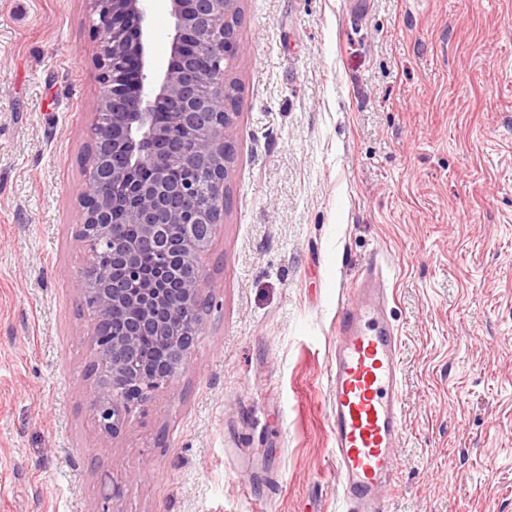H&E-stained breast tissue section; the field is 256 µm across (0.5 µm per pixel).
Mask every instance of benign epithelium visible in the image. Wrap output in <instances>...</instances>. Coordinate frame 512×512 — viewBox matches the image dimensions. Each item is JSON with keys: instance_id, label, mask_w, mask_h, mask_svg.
<instances>
[{"instance_id": "1", "label": "benign epithelium", "mask_w": 512, "mask_h": 512, "mask_svg": "<svg viewBox=\"0 0 512 512\" xmlns=\"http://www.w3.org/2000/svg\"><path fill=\"white\" fill-rule=\"evenodd\" d=\"M87 2L99 87L80 199L88 263L77 288L97 322L117 310L134 314L110 336L92 333L89 397L99 429L115 435L132 407L180 372L200 331L201 264L228 206L224 182L235 155L229 129L239 99L229 73L242 0H169L170 60L156 77L144 37L150 0ZM107 250L125 264L121 281L98 262ZM145 250L158 257L151 270L138 262ZM146 334L159 349L150 371L141 357Z\"/></svg>"}]
</instances>
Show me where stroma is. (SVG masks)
<instances>
[{"label":"stroma","instance_id":"stroma-1","mask_svg":"<svg viewBox=\"0 0 512 512\" xmlns=\"http://www.w3.org/2000/svg\"><path fill=\"white\" fill-rule=\"evenodd\" d=\"M87 0H0V512H339L327 366L396 265L391 512H512V0H243L235 163L187 364L88 396Z\"/></svg>","mask_w":512,"mask_h":512}]
</instances>
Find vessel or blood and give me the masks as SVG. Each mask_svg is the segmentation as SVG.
Returning a JSON list of instances; mask_svg holds the SVG:
<instances>
[{
    "label": "vessel or blood",
    "instance_id": "1",
    "mask_svg": "<svg viewBox=\"0 0 512 512\" xmlns=\"http://www.w3.org/2000/svg\"><path fill=\"white\" fill-rule=\"evenodd\" d=\"M389 303V279L372 263L336 318L327 393L342 512H388L398 468L402 364Z\"/></svg>",
    "mask_w": 512,
    "mask_h": 512
}]
</instances>
